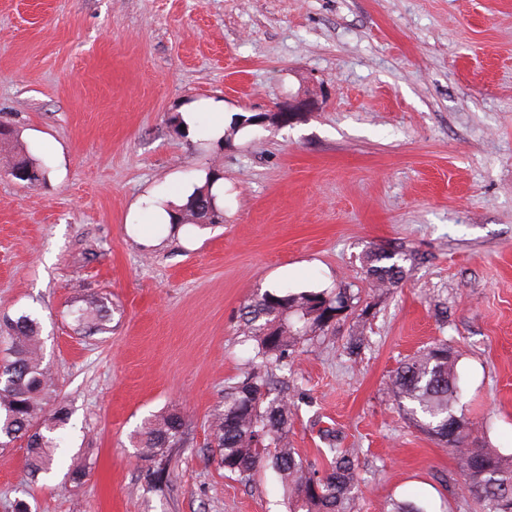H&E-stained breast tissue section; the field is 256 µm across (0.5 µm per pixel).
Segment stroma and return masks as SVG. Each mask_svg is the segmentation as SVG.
I'll use <instances>...</instances> for the list:
<instances>
[{
	"mask_svg": "<svg viewBox=\"0 0 512 512\" xmlns=\"http://www.w3.org/2000/svg\"><path fill=\"white\" fill-rule=\"evenodd\" d=\"M205 98L306 107L220 146L174 126ZM1 123L48 173L0 172V315L40 318L71 419L48 478L30 480L24 442L0 447V512H288L272 470L219 466L209 421L251 357L243 307L341 285L370 308L368 341L349 353L350 316L296 347L280 371L294 447L312 464L332 435L357 450L355 512H480L386 383L448 339L473 438L512 452V0H0ZM214 166L222 225L128 223ZM373 248L410 254L396 288H371ZM102 292L107 332H81L73 310ZM171 408L187 440L160 492L131 438Z\"/></svg>",
	"mask_w": 512,
	"mask_h": 512,
	"instance_id": "obj_1",
	"label": "stroma"
}]
</instances>
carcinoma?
I'll use <instances>...</instances> for the list:
<instances>
[{
  "instance_id": "obj_1",
  "label": "carcinoma",
  "mask_w": 512,
  "mask_h": 512,
  "mask_svg": "<svg viewBox=\"0 0 512 512\" xmlns=\"http://www.w3.org/2000/svg\"><path fill=\"white\" fill-rule=\"evenodd\" d=\"M6 169L15 180L35 185L47 168L26 154H13ZM224 223V209L209 193L197 189L173 217L172 225L204 228ZM412 256L385 250L366 253L367 276L374 288H395ZM356 295L348 288L334 292L265 291L254 298L242 318L241 333L251 342L253 357L238 380L224 388V408L209 425L224 470L248 480L268 467L280 478L288 495L289 512H354L361 476L353 453L328 449L327 466L319 470L303 461L288 439L293 411L288 395L271 370L285 363L290 350L329 330L355 308ZM112 299L93 294L74 311L81 329L106 331ZM9 340L0 362V446L17 440L26 444V467L36 478L52 469L63 439L69 409L57 400L50 370L43 364L42 327L38 318L22 314L0 317ZM396 404L404 407L420 431L448 447L458 460L465 492L482 512H504V498L512 500V454L476 445L471 429L457 415L460 398L457 354L446 340H437L401 362L388 386ZM186 422L177 411L146 419L135 434L134 447L147 463L146 482L159 490L168 483L173 450L185 444Z\"/></svg>"
}]
</instances>
